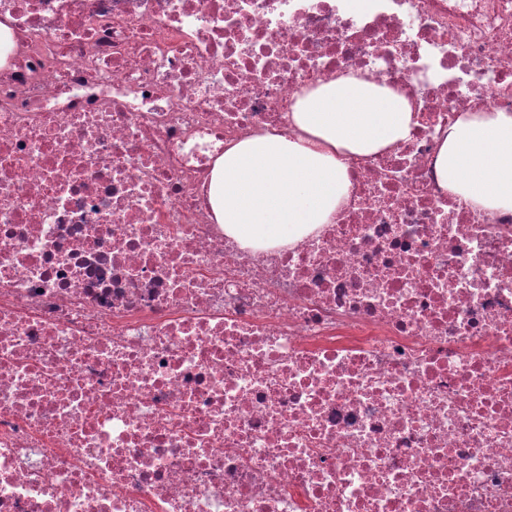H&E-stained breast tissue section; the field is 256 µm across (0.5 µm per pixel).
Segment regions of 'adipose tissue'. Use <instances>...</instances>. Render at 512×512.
<instances>
[{"label":"adipose tissue","mask_w":512,"mask_h":512,"mask_svg":"<svg viewBox=\"0 0 512 512\" xmlns=\"http://www.w3.org/2000/svg\"><path fill=\"white\" fill-rule=\"evenodd\" d=\"M292 122L298 136L246 138L215 164L211 207L241 247H282L328 223L347 198L344 156L405 141L415 114L403 94L348 75L306 92ZM435 171L473 205L512 211V112H473L449 126Z\"/></svg>","instance_id":"1"}]
</instances>
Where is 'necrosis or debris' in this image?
<instances>
[{
	"label": "necrosis or debris",
	"mask_w": 512,
	"mask_h": 512,
	"mask_svg": "<svg viewBox=\"0 0 512 512\" xmlns=\"http://www.w3.org/2000/svg\"><path fill=\"white\" fill-rule=\"evenodd\" d=\"M0 512H512V212L440 186L512 112V0H0ZM411 100L249 250L216 161L303 89Z\"/></svg>",
	"instance_id": "4bbe7bcc"
}]
</instances>
